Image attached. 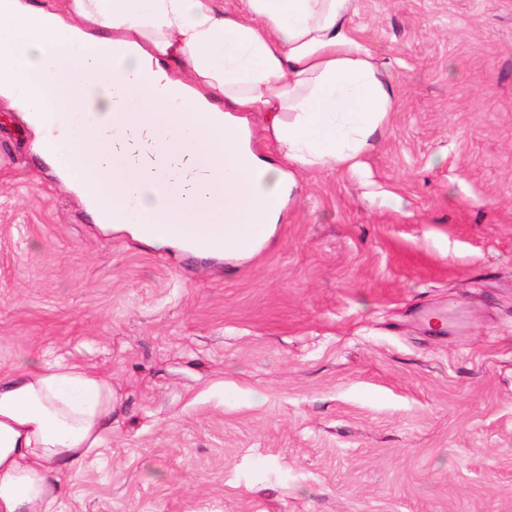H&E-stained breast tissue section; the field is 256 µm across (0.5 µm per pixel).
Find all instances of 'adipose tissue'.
I'll use <instances>...</instances> for the list:
<instances>
[{"instance_id": "adipose-tissue-1", "label": "adipose tissue", "mask_w": 512, "mask_h": 512, "mask_svg": "<svg viewBox=\"0 0 512 512\" xmlns=\"http://www.w3.org/2000/svg\"><path fill=\"white\" fill-rule=\"evenodd\" d=\"M352 4L0 0V96L67 186H95L97 223L246 260L274 236L295 172L356 170L393 110ZM206 96L224 111H201ZM257 112L274 157L252 148ZM162 173L173 200L154 190ZM112 399L108 379L60 361L0 374V512H54V471L102 446Z\"/></svg>"}]
</instances>
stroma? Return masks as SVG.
I'll return each instance as SVG.
<instances>
[{
	"label": "stroma",
	"mask_w": 512,
	"mask_h": 512,
	"mask_svg": "<svg viewBox=\"0 0 512 512\" xmlns=\"http://www.w3.org/2000/svg\"><path fill=\"white\" fill-rule=\"evenodd\" d=\"M352 22L394 110L234 265L95 224L0 99V372L114 396L58 512H512V0Z\"/></svg>",
	"instance_id": "1"
}]
</instances>
